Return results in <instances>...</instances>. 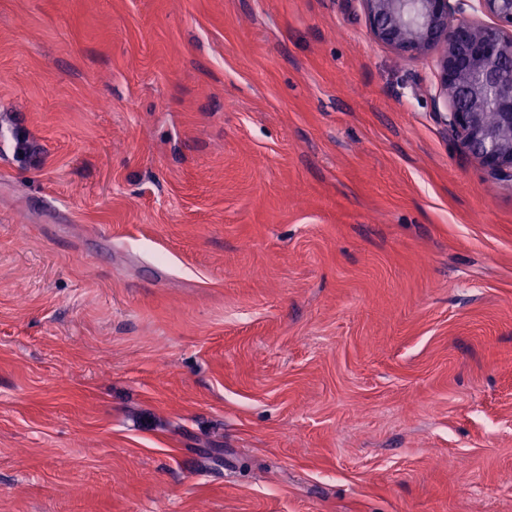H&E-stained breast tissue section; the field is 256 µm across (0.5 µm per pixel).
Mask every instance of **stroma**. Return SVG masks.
Listing matches in <instances>:
<instances>
[{"label":"stroma","mask_w":512,"mask_h":512,"mask_svg":"<svg viewBox=\"0 0 512 512\" xmlns=\"http://www.w3.org/2000/svg\"><path fill=\"white\" fill-rule=\"evenodd\" d=\"M436 57L0 0V512H512V181Z\"/></svg>","instance_id":"35a3bbf8"}]
</instances>
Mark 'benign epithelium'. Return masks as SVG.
<instances>
[{
	"label": "benign epithelium",
	"mask_w": 512,
	"mask_h": 512,
	"mask_svg": "<svg viewBox=\"0 0 512 512\" xmlns=\"http://www.w3.org/2000/svg\"><path fill=\"white\" fill-rule=\"evenodd\" d=\"M465 0H362L375 40L402 55L438 50L433 110L460 150L512 178V0H477L488 26L460 21Z\"/></svg>",
	"instance_id": "obj_1"
}]
</instances>
